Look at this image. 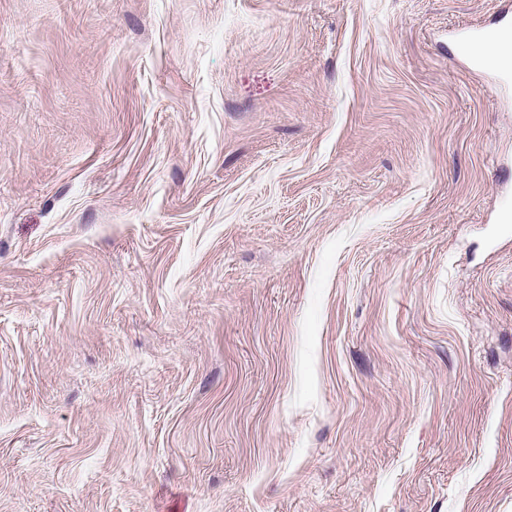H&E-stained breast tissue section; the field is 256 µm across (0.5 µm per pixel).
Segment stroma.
<instances>
[{
	"label": "stroma",
	"mask_w": 512,
	"mask_h": 512,
	"mask_svg": "<svg viewBox=\"0 0 512 512\" xmlns=\"http://www.w3.org/2000/svg\"><path fill=\"white\" fill-rule=\"evenodd\" d=\"M512 0H0V512H512Z\"/></svg>",
	"instance_id": "35a3bbf8"
}]
</instances>
